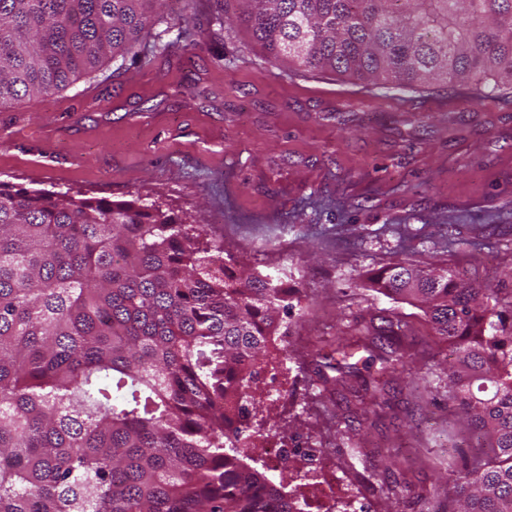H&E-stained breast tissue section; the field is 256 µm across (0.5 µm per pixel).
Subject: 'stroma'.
<instances>
[{"instance_id":"obj_1","label":"stroma","mask_w":512,"mask_h":512,"mask_svg":"<svg viewBox=\"0 0 512 512\" xmlns=\"http://www.w3.org/2000/svg\"><path fill=\"white\" fill-rule=\"evenodd\" d=\"M239 11V0H166L136 54L0 109V181L140 196L245 269L300 288L255 385L248 465L309 512L332 495L367 512H448L445 476L470 438L448 399V345L419 309L357 282L408 258L512 288V94L275 67ZM180 14L189 26L173 24ZM385 311L404 317L415 368L397 375L378 426L349 425L332 351L355 317ZM270 439L293 449L288 468H267ZM322 451L334 484L297 480Z\"/></svg>"}]
</instances>
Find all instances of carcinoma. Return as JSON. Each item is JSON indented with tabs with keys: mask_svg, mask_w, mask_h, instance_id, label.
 Listing matches in <instances>:
<instances>
[{
	"mask_svg": "<svg viewBox=\"0 0 512 512\" xmlns=\"http://www.w3.org/2000/svg\"><path fill=\"white\" fill-rule=\"evenodd\" d=\"M271 63L377 84L512 91V0H241ZM164 0H0V107L136 53ZM141 198L0 182V512H301L240 459L251 384L296 292ZM361 286L448 343V399L492 456L448 471L449 512H512V291L399 259ZM336 343L380 368L379 418L413 363L398 315Z\"/></svg>",
	"mask_w": 512,
	"mask_h": 512,
	"instance_id": "cac0c4a2",
	"label": "carcinoma"
}]
</instances>
